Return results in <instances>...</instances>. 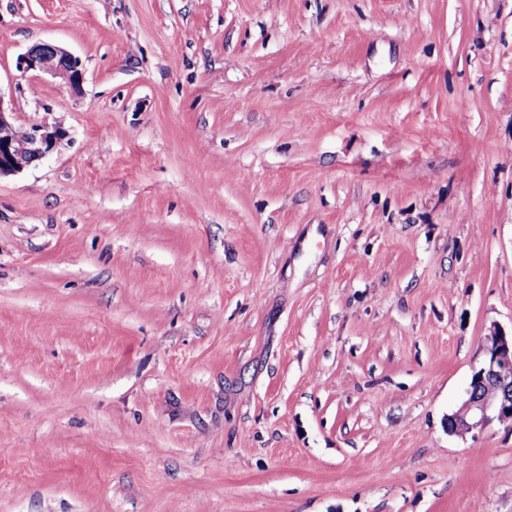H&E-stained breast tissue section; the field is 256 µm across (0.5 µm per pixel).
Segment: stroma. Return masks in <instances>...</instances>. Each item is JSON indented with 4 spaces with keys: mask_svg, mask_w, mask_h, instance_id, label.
Masks as SVG:
<instances>
[{
    "mask_svg": "<svg viewBox=\"0 0 512 512\" xmlns=\"http://www.w3.org/2000/svg\"><path fill=\"white\" fill-rule=\"evenodd\" d=\"M80 58V95L17 57ZM0 512H512L448 418L512 327V0H0ZM0 102V179L16 175L52 153L66 131L55 123L17 125Z\"/></svg>",
    "mask_w": 512,
    "mask_h": 512,
    "instance_id": "35a3bbf8",
    "label": "stroma"
}]
</instances>
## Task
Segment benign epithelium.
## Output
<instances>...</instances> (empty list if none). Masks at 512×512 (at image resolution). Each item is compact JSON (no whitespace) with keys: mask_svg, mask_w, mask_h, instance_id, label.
<instances>
[{"mask_svg":"<svg viewBox=\"0 0 512 512\" xmlns=\"http://www.w3.org/2000/svg\"><path fill=\"white\" fill-rule=\"evenodd\" d=\"M16 68L23 74H48L72 94L81 93L85 81L80 59L51 43L29 48L18 57ZM65 136V129L57 123L17 125L5 112L0 99V177L19 174L41 161ZM483 344L486 358L476 371V379L485 393L467 391V398L449 416L452 421L449 431L460 437L483 428L494 419L512 423V334L494 326L484 336Z\"/></svg>","mask_w":512,"mask_h":512,"instance_id":"7a95c632","label":"benign epithelium"}]
</instances>
